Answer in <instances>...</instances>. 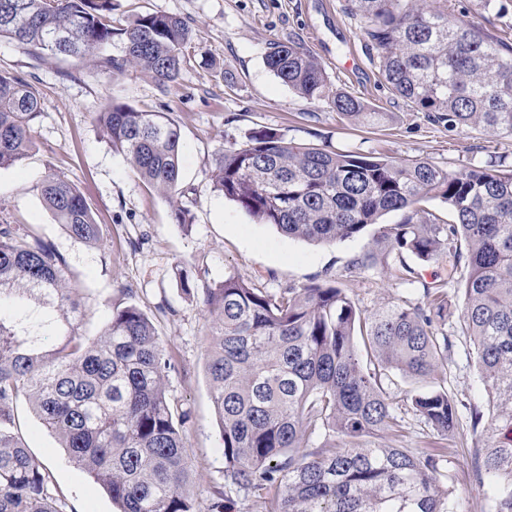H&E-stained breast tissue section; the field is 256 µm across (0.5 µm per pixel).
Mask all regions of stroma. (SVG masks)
I'll return each instance as SVG.
<instances>
[{"mask_svg":"<svg viewBox=\"0 0 512 512\" xmlns=\"http://www.w3.org/2000/svg\"><path fill=\"white\" fill-rule=\"evenodd\" d=\"M502 2L497 15L481 13L480 0H448V10L457 18L481 20L489 33L512 45V0ZM112 7L114 20L123 23L141 14L166 13L191 27L193 40L177 82L164 88L132 69L113 77L100 64L38 58L27 46L0 39V73L25 80L41 102L28 157L0 169V224L34 226L54 244L81 289L86 335H97L116 307L132 304L152 319L176 364L168 393L189 413L183 433L190 482L204 502L224 474V443L206 374L210 320L182 294L176 265L211 287L228 273L270 291L332 280L368 310L405 293L383 273V263L394 256L373 246V229L332 246L316 245L259 223L214 191L210 176L225 143L245 141L252 130L266 127L329 151L381 153L397 161L422 158L458 171L494 155L512 161V138L479 129L461 132L411 111L383 81L378 55L364 34L365 20L349 13L346 0H112ZM288 41L321 61L329 89H345L375 111L392 113V120L367 129L340 117L327 101L298 96L265 63L271 44ZM352 57L357 66L346 69ZM113 98L142 112L165 113L179 126L181 195L159 194L112 149L95 116ZM49 174L79 189L101 228L98 243L69 236L45 207L38 185ZM178 207L188 210L190 227L175 221ZM369 251L377 265L349 272V265ZM461 307L460 295L449 294L454 347L443 379L459 400L484 411L488 393L468 356L473 345L460 331ZM415 387L414 381L401 379L392 388L401 431L363 437V445L447 449V484L458 512H492L490 488L479 480L475 465L486 434L472 432L464 412L454 435L437 436L406 401ZM18 413L23 440L50 468L65 512H116L106 492L71 463L27 403H20Z\"/></svg>","mask_w":512,"mask_h":512,"instance_id":"35a3bbf8","label":"stroma"}]
</instances>
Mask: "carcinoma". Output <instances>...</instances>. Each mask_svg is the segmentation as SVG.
<instances>
[{
  "mask_svg": "<svg viewBox=\"0 0 512 512\" xmlns=\"http://www.w3.org/2000/svg\"><path fill=\"white\" fill-rule=\"evenodd\" d=\"M347 9L366 19L381 76L413 111L512 137L511 46L478 22L449 18L447 0H348ZM60 33L69 39L55 48ZM1 37L38 57L83 63L115 44L119 53L102 60L112 75L135 68L166 86L180 74L192 31L164 13L116 24L112 0H0ZM265 62L300 97L327 98L360 126L388 116L345 91L328 95L324 66L296 42L276 44ZM39 114L33 88L0 73V169L26 158ZM96 120L145 182L176 194L177 125L114 99ZM211 181L290 238L331 245L377 226L373 243L395 252L390 277L401 283H415L406 254L451 260L462 330L492 404L472 413V428L491 432L477 471L493 488L492 512H512V165L491 160L450 172L428 160L323 150L261 128L224 146ZM39 192L71 237L98 242L100 226L74 184L50 174ZM436 198L448 204V219L425 208ZM393 211L403 213L400 223L378 224ZM175 277L212 319L207 375L224 486L206 505L189 488L186 413L167 391L175 363L151 318L135 305L117 307L98 335L83 334L80 288L54 245L24 224H0V512H60L51 471L20 437L21 399L118 512H232L240 496L265 512H454L447 449L357 443L402 428L392 371L424 382L407 395L424 424L441 436L456 430L458 401L436 381L452 348L448 291L425 284L415 302L367 310L336 285L269 291L227 274L200 289L180 265Z\"/></svg>",
  "mask_w": 512,
  "mask_h": 512,
  "instance_id": "carcinoma-1",
  "label": "carcinoma"
}]
</instances>
